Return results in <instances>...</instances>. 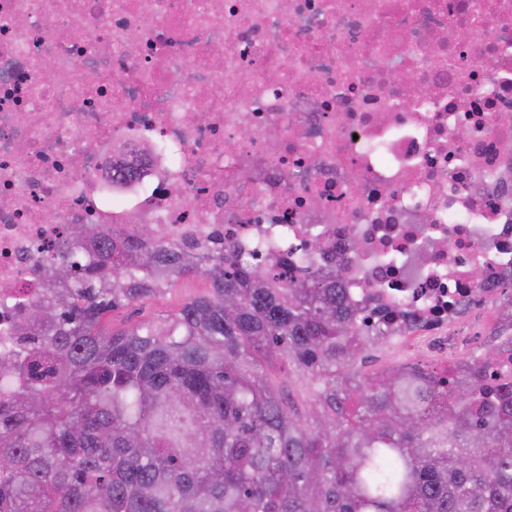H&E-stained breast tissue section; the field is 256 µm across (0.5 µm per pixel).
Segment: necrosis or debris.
Segmentation results:
<instances>
[{
	"instance_id": "obj_1",
	"label": "necrosis or debris",
	"mask_w": 512,
	"mask_h": 512,
	"mask_svg": "<svg viewBox=\"0 0 512 512\" xmlns=\"http://www.w3.org/2000/svg\"><path fill=\"white\" fill-rule=\"evenodd\" d=\"M510 112L512 0H0V352L61 225L152 224L285 281L321 236L362 334L443 372L512 301Z\"/></svg>"
}]
</instances>
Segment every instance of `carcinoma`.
Listing matches in <instances>:
<instances>
[{
    "mask_svg": "<svg viewBox=\"0 0 512 512\" xmlns=\"http://www.w3.org/2000/svg\"><path fill=\"white\" fill-rule=\"evenodd\" d=\"M39 257L56 277L0 354V512H512V405L484 380L397 368L352 382L365 345L343 269L286 287L235 246L179 250L151 225H90ZM209 292L114 331L181 280ZM290 362L333 417L300 416ZM268 378L288 395L296 411L309 418L314 416L311 380L308 376L297 370L292 363H277L269 368Z\"/></svg>",
    "mask_w": 512,
    "mask_h": 512,
    "instance_id": "1",
    "label": "carcinoma"
}]
</instances>
